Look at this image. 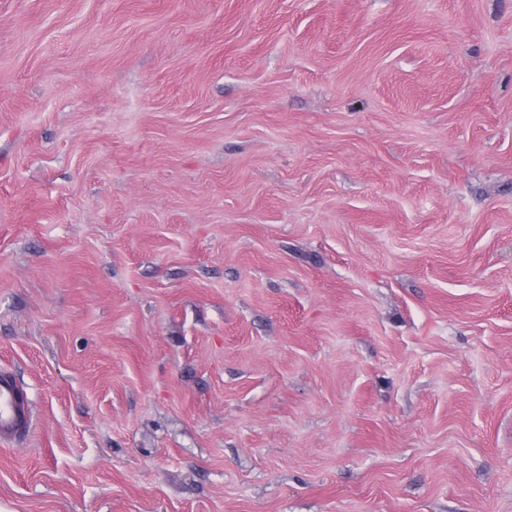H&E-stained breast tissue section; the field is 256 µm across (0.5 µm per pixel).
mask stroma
Listing matches in <instances>:
<instances>
[{
    "mask_svg": "<svg viewBox=\"0 0 512 512\" xmlns=\"http://www.w3.org/2000/svg\"><path fill=\"white\" fill-rule=\"evenodd\" d=\"M0 512H512V0H0ZM32 423L26 392L11 373L0 370V446L6 448L20 441L30 432Z\"/></svg>",
    "mask_w": 512,
    "mask_h": 512,
    "instance_id": "obj_1",
    "label": "stroma"
}]
</instances>
